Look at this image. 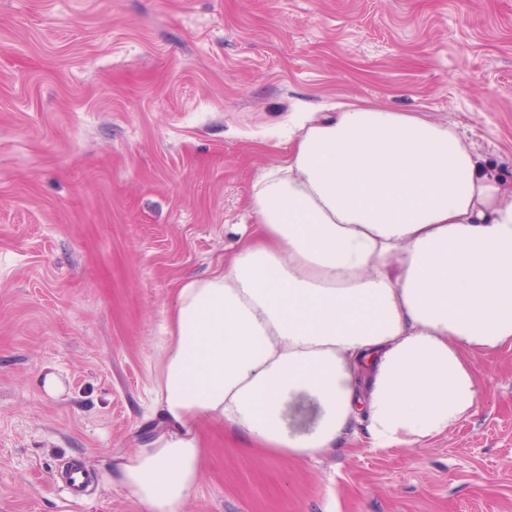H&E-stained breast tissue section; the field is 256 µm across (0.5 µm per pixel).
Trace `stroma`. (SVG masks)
Listing matches in <instances>:
<instances>
[{"label": "stroma", "mask_w": 512, "mask_h": 512, "mask_svg": "<svg viewBox=\"0 0 512 512\" xmlns=\"http://www.w3.org/2000/svg\"><path fill=\"white\" fill-rule=\"evenodd\" d=\"M337 101L454 125L511 181L512 0H0V512H143L102 475L159 430L164 311L241 242L275 127ZM470 361L473 415L412 447L202 425L182 512H512V348Z\"/></svg>", "instance_id": "stroma-1"}]
</instances>
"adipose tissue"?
I'll return each instance as SVG.
<instances>
[{
  "mask_svg": "<svg viewBox=\"0 0 512 512\" xmlns=\"http://www.w3.org/2000/svg\"><path fill=\"white\" fill-rule=\"evenodd\" d=\"M249 236L165 311L164 429L104 479L180 512L210 423L273 456L430 440L472 414L466 354L512 346V190L452 127L371 104L288 116Z\"/></svg>",
  "mask_w": 512,
  "mask_h": 512,
  "instance_id": "adipose-tissue-1",
  "label": "adipose tissue"
}]
</instances>
